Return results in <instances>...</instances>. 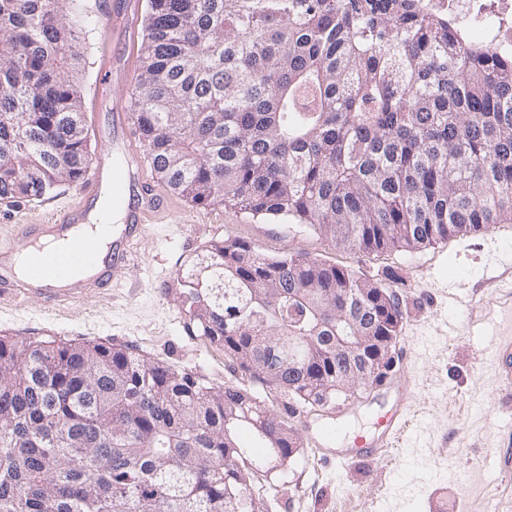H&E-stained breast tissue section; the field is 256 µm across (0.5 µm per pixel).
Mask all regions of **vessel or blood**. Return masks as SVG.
Returning a JSON list of instances; mask_svg holds the SVG:
<instances>
[{"label": "vessel or blood", "instance_id": "obj_1", "mask_svg": "<svg viewBox=\"0 0 512 512\" xmlns=\"http://www.w3.org/2000/svg\"><path fill=\"white\" fill-rule=\"evenodd\" d=\"M90 10L106 30L98 45V80L92 98L110 104L112 147L105 150L94 169L87 171L72 201L40 223L21 226L27 250L24 274L15 271V250L0 247V296H39L61 307L82 296L104 292L111 286L113 275L128 262L146 224L160 215L171 220L177 217L168 195L159 191L146 174L127 95L136 59L142 0H90ZM107 188L112 191L113 210L123 215L121 224L109 229V243H102L96 236L73 237V230L87 223ZM61 238L70 239L68 248H49V241ZM495 359L503 385L511 389L512 339L497 344ZM386 390L394 399L379 418L376 434L359 440L356 450L337 449V457L359 455L379 461L394 448L410 422L413 386L406 378L396 377L387 383Z\"/></svg>", "mask_w": 512, "mask_h": 512}]
</instances>
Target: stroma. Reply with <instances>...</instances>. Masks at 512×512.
Returning a JSON list of instances; mask_svg holds the SVG:
<instances>
[{"label":"stroma","mask_w":512,"mask_h":512,"mask_svg":"<svg viewBox=\"0 0 512 512\" xmlns=\"http://www.w3.org/2000/svg\"><path fill=\"white\" fill-rule=\"evenodd\" d=\"M76 190L64 183L49 198L0 201V244L21 246L16 226L45 218ZM173 201L182 223L148 225L110 291L59 311L36 298H1L0 338L128 346L220 386L236 375L223 350L188 332L179 275L212 241L240 239L272 257L326 258L367 280L394 270L403 312L396 370L416 384L410 428L385 461L328 460L313 447L318 433L340 427L338 447H352L376 433L389 394L377 388L343 401L338 418L269 395L271 413L301 437L295 461L265 488L270 512H512V477L503 475L512 390L497 382L491 358L492 337L512 335V224L414 251L361 253L335 248L305 227L203 208L178 195Z\"/></svg>","instance_id":"stroma-1"}]
</instances>
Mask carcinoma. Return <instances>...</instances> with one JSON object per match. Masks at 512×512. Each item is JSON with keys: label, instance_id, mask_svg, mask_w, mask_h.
Masks as SVG:
<instances>
[{"label": "carcinoma", "instance_id": "1", "mask_svg": "<svg viewBox=\"0 0 512 512\" xmlns=\"http://www.w3.org/2000/svg\"><path fill=\"white\" fill-rule=\"evenodd\" d=\"M86 0H0V201L90 167ZM136 126L162 185L343 250L411 251L512 223V54L425 0H148ZM188 326L241 380L210 386L134 349L0 339V512H268L300 436L265 404L334 390L336 296L376 335L383 281L214 241L179 271ZM69 448L55 447L56 432Z\"/></svg>", "mask_w": 512, "mask_h": 512}]
</instances>
